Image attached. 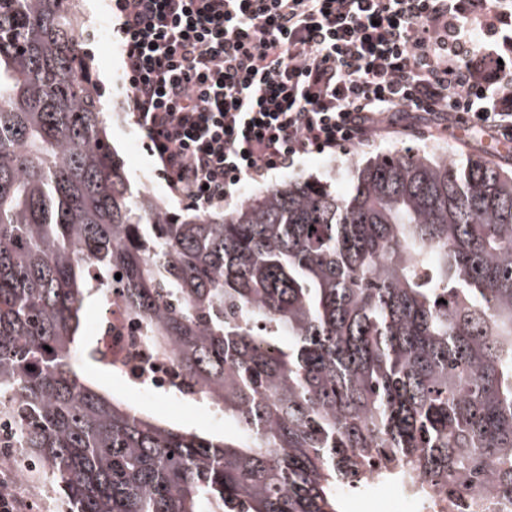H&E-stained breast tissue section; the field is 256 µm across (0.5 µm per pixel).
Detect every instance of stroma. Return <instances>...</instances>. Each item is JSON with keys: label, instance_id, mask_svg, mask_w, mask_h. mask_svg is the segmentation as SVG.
<instances>
[{"label": "stroma", "instance_id": "obj_1", "mask_svg": "<svg viewBox=\"0 0 512 512\" xmlns=\"http://www.w3.org/2000/svg\"><path fill=\"white\" fill-rule=\"evenodd\" d=\"M81 10L85 29L83 47L98 62L94 78L103 91V109L112 115L113 149L124 160L134 187L146 188L173 215L188 214V207L173 195L160 174L157 162L148 153L144 134L130 121L123 55L110 36L112 26L117 21L111 0H82ZM490 149L489 137L475 132L455 129L434 130L425 137L418 132L397 129L383 134L369 146L303 156L292 168L272 171L262 178L247 182L238 197L243 200L274 184L293 178L308 177L328 182L335 187L338 194L344 195L352 186L354 165L381 152L413 150L445 155L452 161H463L473 154L489 155ZM147 409L156 417L178 426L205 434L214 431L208 410L191 401L173 406L159 400L148 404ZM10 463L14 471L26 474L25 494L39 502L43 512H67L66 503L38 468L28 465L15 455L11 456Z\"/></svg>", "mask_w": 512, "mask_h": 512}]
</instances>
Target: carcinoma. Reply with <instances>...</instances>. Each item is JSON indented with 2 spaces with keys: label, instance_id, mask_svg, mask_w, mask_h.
I'll return each mask as SVG.
<instances>
[{
  "label": "carcinoma",
  "instance_id": "obj_1",
  "mask_svg": "<svg viewBox=\"0 0 512 512\" xmlns=\"http://www.w3.org/2000/svg\"><path fill=\"white\" fill-rule=\"evenodd\" d=\"M82 24L0 0V422L70 512H340L392 462L512 500V171L386 152L183 220L132 191ZM114 296L234 434L90 381Z\"/></svg>",
  "mask_w": 512,
  "mask_h": 512
}]
</instances>
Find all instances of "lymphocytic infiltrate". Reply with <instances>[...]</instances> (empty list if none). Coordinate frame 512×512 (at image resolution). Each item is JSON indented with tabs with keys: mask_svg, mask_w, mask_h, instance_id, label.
Instances as JSON below:
<instances>
[{
	"mask_svg": "<svg viewBox=\"0 0 512 512\" xmlns=\"http://www.w3.org/2000/svg\"><path fill=\"white\" fill-rule=\"evenodd\" d=\"M131 122L205 210L421 121L512 142V0H114Z\"/></svg>",
	"mask_w": 512,
	"mask_h": 512,
	"instance_id": "obj_1",
	"label": "lymphocytic infiltrate"
}]
</instances>
